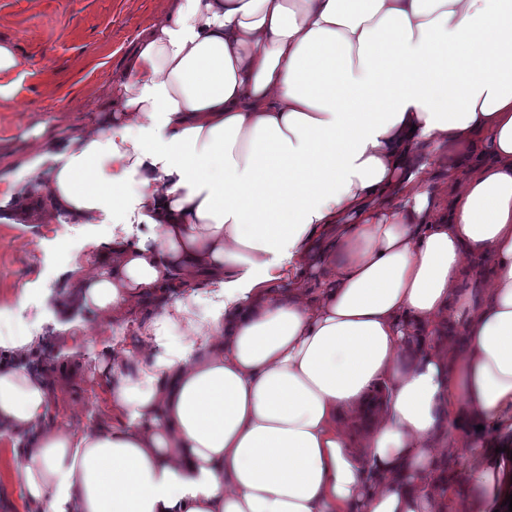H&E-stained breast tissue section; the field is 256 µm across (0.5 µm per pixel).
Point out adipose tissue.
Masks as SVG:
<instances>
[{
	"instance_id": "adipose-tissue-1",
	"label": "adipose tissue",
	"mask_w": 512,
	"mask_h": 512,
	"mask_svg": "<svg viewBox=\"0 0 512 512\" xmlns=\"http://www.w3.org/2000/svg\"><path fill=\"white\" fill-rule=\"evenodd\" d=\"M97 110L43 143L28 205L108 227L94 273L59 264L77 305H166L98 348L116 422L79 434L0 317L22 503L447 512L445 444L471 512L512 495V456L469 432L512 428V0H169ZM475 141L489 160L461 171ZM467 254L493 260L476 288ZM451 454L452 460L451 464L448 468V461L443 462L444 460H448L449 453ZM444 458L441 460L442 463V471H448L444 474L447 482L450 487L455 491L454 499L455 503L457 502V512H468L470 509L469 499L473 495V490L469 487L467 482L468 470L470 467V460L468 458H463L459 456L454 451L443 452Z\"/></svg>"
}]
</instances>
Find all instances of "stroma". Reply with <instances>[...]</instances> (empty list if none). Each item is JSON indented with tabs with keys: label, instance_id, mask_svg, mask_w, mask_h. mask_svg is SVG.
Wrapping results in <instances>:
<instances>
[{
	"label": "stroma",
	"instance_id": "1",
	"mask_svg": "<svg viewBox=\"0 0 512 512\" xmlns=\"http://www.w3.org/2000/svg\"><path fill=\"white\" fill-rule=\"evenodd\" d=\"M168 0H0V44L14 48L19 64L1 79L0 192L12 197L0 206V311L52 347L81 321L94 343L133 345L148 306L115 323L72 307L57 275L63 253L91 266V240L103 226L43 223L23 210L26 196L42 186L51 159H37L39 140L67 139L89 130L93 106L107 95L114 72L123 67L136 35L162 17ZM51 383L49 417L74 431L111 426L106 383L93 359L80 352L64 363H44Z\"/></svg>",
	"mask_w": 512,
	"mask_h": 512
}]
</instances>
